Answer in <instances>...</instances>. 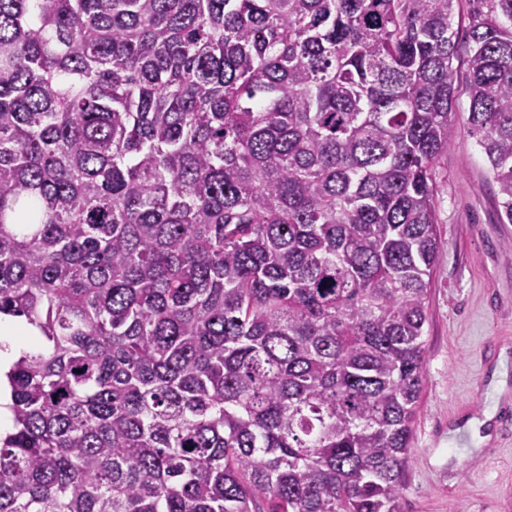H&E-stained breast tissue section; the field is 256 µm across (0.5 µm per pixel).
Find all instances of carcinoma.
<instances>
[{"label": "carcinoma", "instance_id": "cac0c4a2", "mask_svg": "<svg viewBox=\"0 0 512 512\" xmlns=\"http://www.w3.org/2000/svg\"><path fill=\"white\" fill-rule=\"evenodd\" d=\"M0 0V512H401L469 133L512 224V0ZM39 336L37 330L28 325L24 318L0 314V432L6 430L12 414L9 409L10 390L5 374L21 351L26 349Z\"/></svg>", "mask_w": 512, "mask_h": 512}]
</instances>
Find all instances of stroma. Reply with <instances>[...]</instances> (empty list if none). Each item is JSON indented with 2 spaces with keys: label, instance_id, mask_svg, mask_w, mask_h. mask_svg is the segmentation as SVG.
Listing matches in <instances>:
<instances>
[{
  "label": "stroma",
  "instance_id": "1",
  "mask_svg": "<svg viewBox=\"0 0 512 512\" xmlns=\"http://www.w3.org/2000/svg\"><path fill=\"white\" fill-rule=\"evenodd\" d=\"M460 98L436 177L441 247L402 512H512V224Z\"/></svg>",
  "mask_w": 512,
  "mask_h": 512
}]
</instances>
